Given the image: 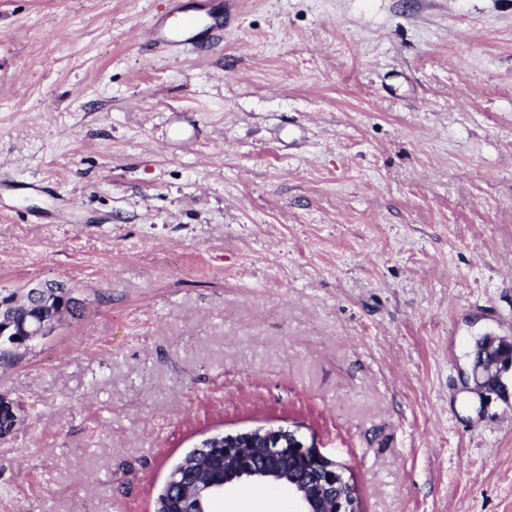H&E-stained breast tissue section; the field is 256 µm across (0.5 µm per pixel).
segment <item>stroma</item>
Returning <instances> with one entry per match:
<instances>
[{
  "label": "stroma",
  "mask_w": 512,
  "mask_h": 512,
  "mask_svg": "<svg viewBox=\"0 0 512 512\" xmlns=\"http://www.w3.org/2000/svg\"><path fill=\"white\" fill-rule=\"evenodd\" d=\"M167 7L0 0V291L85 303L0 366V512H154L202 439L288 423L362 512H512V369L473 378L512 340V0H237L145 55ZM171 6L167 15L156 20L152 18L147 26L141 48L147 52H161L172 56L199 52L205 48L203 36L211 37L214 33L224 30V17L230 19L237 7V1L223 2L222 13L207 11L202 16L186 22L188 15L183 9V0H170ZM509 357V360H507L506 364L510 365V362H512V350L511 354L508 349H502L497 354L494 353V350L492 347H487L486 351H484L481 354V357L478 362L477 368H480L482 371V378L484 383L488 384H494L497 383L502 384L500 374L503 372L502 364L503 361Z\"/></svg>",
  "instance_id": "1"
}]
</instances>
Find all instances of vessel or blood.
<instances>
[{
	"label": "vessel or blood",
	"instance_id": "b4317fda",
	"mask_svg": "<svg viewBox=\"0 0 512 512\" xmlns=\"http://www.w3.org/2000/svg\"><path fill=\"white\" fill-rule=\"evenodd\" d=\"M181 2L171 0L170 10L163 19L149 21L142 49L172 56L201 51L205 38L222 31L225 19L232 17L237 7L236 0H224L222 12L209 11L190 19Z\"/></svg>",
	"mask_w": 512,
	"mask_h": 512
}]
</instances>
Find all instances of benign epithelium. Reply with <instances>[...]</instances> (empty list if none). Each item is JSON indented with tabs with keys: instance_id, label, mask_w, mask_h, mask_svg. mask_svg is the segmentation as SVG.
Returning a JSON list of instances; mask_svg holds the SVG:
<instances>
[{
	"instance_id": "7a95c632",
	"label": "benign epithelium",
	"mask_w": 512,
	"mask_h": 512,
	"mask_svg": "<svg viewBox=\"0 0 512 512\" xmlns=\"http://www.w3.org/2000/svg\"><path fill=\"white\" fill-rule=\"evenodd\" d=\"M33 303L46 309L66 305L75 313L84 306V301L59 281L32 285L22 301L10 296L1 298L0 338L25 337L22 342L13 343L18 349L25 347L28 339L45 338L55 329V324L45 320L26 326L27 316L23 312ZM507 358L512 360V352L507 349L496 353L493 348H486L478 362L484 383H501L502 364ZM214 445L224 446V481L220 484L210 480L190 486L187 500L192 503V512H206L205 502L223 496L226 486L245 480L288 490L299 505L298 512H357L347 492V479L336 472V461L307 442L297 428L259 427L216 434L202 440L194 450Z\"/></svg>"
}]
</instances>
